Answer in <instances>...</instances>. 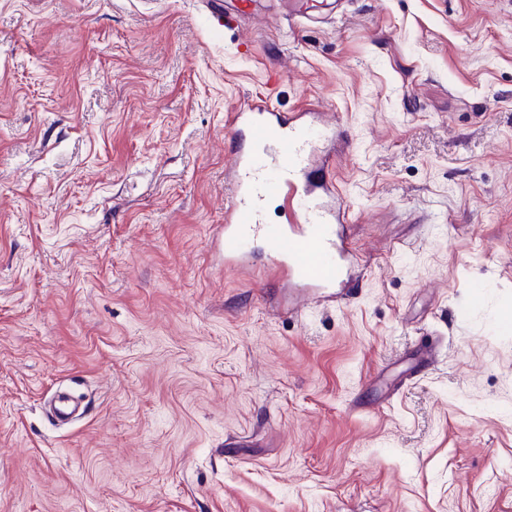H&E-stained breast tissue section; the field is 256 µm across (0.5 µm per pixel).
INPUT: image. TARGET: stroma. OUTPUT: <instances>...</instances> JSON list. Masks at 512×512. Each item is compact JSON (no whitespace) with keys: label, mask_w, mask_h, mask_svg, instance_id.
<instances>
[{"label":"stroma","mask_w":512,"mask_h":512,"mask_svg":"<svg viewBox=\"0 0 512 512\" xmlns=\"http://www.w3.org/2000/svg\"><path fill=\"white\" fill-rule=\"evenodd\" d=\"M256 9L0 0V512H512V0ZM256 96L350 143L303 319L217 239Z\"/></svg>","instance_id":"stroma-1"}]
</instances>
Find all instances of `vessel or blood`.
Wrapping results in <instances>:
<instances>
[{
  "label": "vessel or blood",
  "mask_w": 512,
  "mask_h": 512,
  "mask_svg": "<svg viewBox=\"0 0 512 512\" xmlns=\"http://www.w3.org/2000/svg\"><path fill=\"white\" fill-rule=\"evenodd\" d=\"M246 106L229 120L239 144L229 160L220 232L225 268L244 269L258 236L272 256L263 280L304 289L314 302L345 297L358 262L346 233L350 209L332 171L346 141L331 116L318 110L278 112L264 97ZM272 199L283 210L278 224L263 217Z\"/></svg>",
  "instance_id": "vessel-or-blood-1"
}]
</instances>
